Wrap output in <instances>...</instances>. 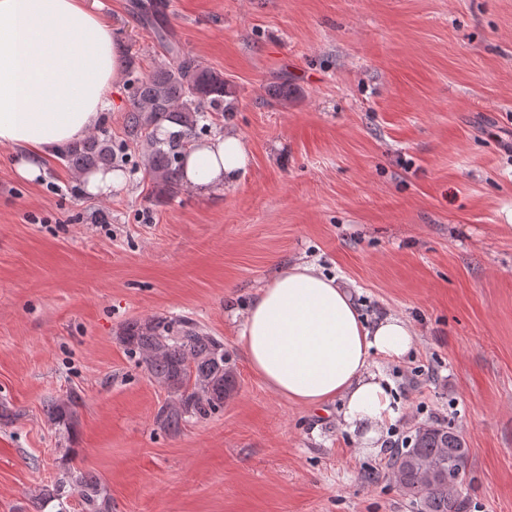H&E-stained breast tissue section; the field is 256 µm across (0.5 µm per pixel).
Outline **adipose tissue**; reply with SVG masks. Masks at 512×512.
<instances>
[{"mask_svg":"<svg viewBox=\"0 0 512 512\" xmlns=\"http://www.w3.org/2000/svg\"><path fill=\"white\" fill-rule=\"evenodd\" d=\"M120 57L111 27L85 0H0V146L13 149L21 178H41L49 157L103 124ZM248 161L237 133L213 134L189 154L184 185L234 186ZM415 336L400 314L367 319L336 276L300 262L259 289L241 342L278 394L307 406L338 402V425L369 450L398 414L372 366L405 355Z\"/></svg>","mask_w":512,"mask_h":512,"instance_id":"adipose-tissue-1","label":"adipose tissue"}]
</instances>
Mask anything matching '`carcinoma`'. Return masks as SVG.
<instances>
[{
  "label": "carcinoma",
  "mask_w": 512,
  "mask_h": 512,
  "mask_svg": "<svg viewBox=\"0 0 512 512\" xmlns=\"http://www.w3.org/2000/svg\"><path fill=\"white\" fill-rule=\"evenodd\" d=\"M167 4L149 0L142 5L144 23L153 27L165 48L149 74H142L134 58L125 64V87L130 109L125 116L124 138L112 140L102 128L85 140L61 150L73 172L120 167L126 151L141 150L146 173L159 192H178L187 152L203 142L214 116L231 110L235 91L224 75L208 68L165 37L160 25ZM165 134H160V131ZM126 352L146 375L164 386L170 400L156 415L157 427L175 432L191 420H206L224 409L237 391L235 365L224 352V342L185 318L155 317L127 324L119 336ZM80 396L47 404L49 419L71 430ZM469 448L462 435L444 425L424 424L415 429L409 444L390 457L393 475L418 512H469L465 487L471 482ZM458 480L448 487V474ZM75 487L81 512H110V497L102 482L82 472H65L43 501L62 496V488Z\"/></svg>",
  "instance_id": "1"
}]
</instances>
